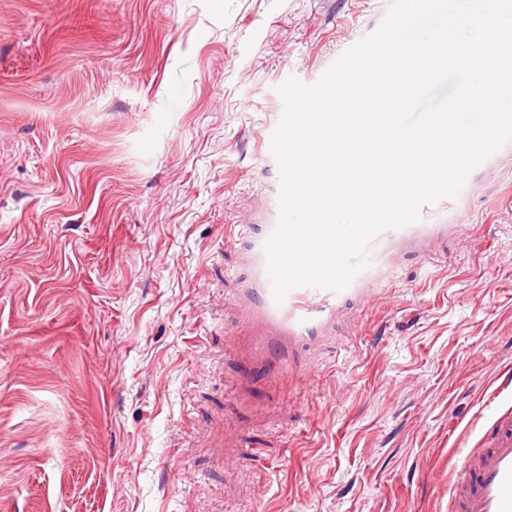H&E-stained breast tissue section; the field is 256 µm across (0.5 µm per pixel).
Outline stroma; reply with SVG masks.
I'll list each match as a JSON object with an SVG mask.
<instances>
[{"instance_id": "stroma-1", "label": "stroma", "mask_w": 512, "mask_h": 512, "mask_svg": "<svg viewBox=\"0 0 512 512\" xmlns=\"http://www.w3.org/2000/svg\"><path fill=\"white\" fill-rule=\"evenodd\" d=\"M393 0H0V512H448L512 401V146L283 397L228 342L278 87Z\"/></svg>"}]
</instances>
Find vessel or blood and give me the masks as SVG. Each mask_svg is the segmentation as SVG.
<instances>
[{
  "mask_svg": "<svg viewBox=\"0 0 512 512\" xmlns=\"http://www.w3.org/2000/svg\"><path fill=\"white\" fill-rule=\"evenodd\" d=\"M448 204L445 198L424 204L417 222L379 232L369 247L370 266L346 289L301 286L280 304L273 297L264 249L273 225H262L257 232L250 225H237L238 235L251 240V275L236 295L242 325L234 349L252 361L245 377L270 363L276 378L302 382L308 373L305 353L323 345L346 305L366 302L375 290L391 287V256L397 248L427 251L436 240L459 232V225L446 221ZM462 436L468 448L460 473L448 483V512H512V406L494 410L480 435L466 430Z\"/></svg>",
  "mask_w": 512,
  "mask_h": 512,
  "instance_id": "vessel-or-blood-1",
  "label": "vessel or blood"
}]
</instances>
